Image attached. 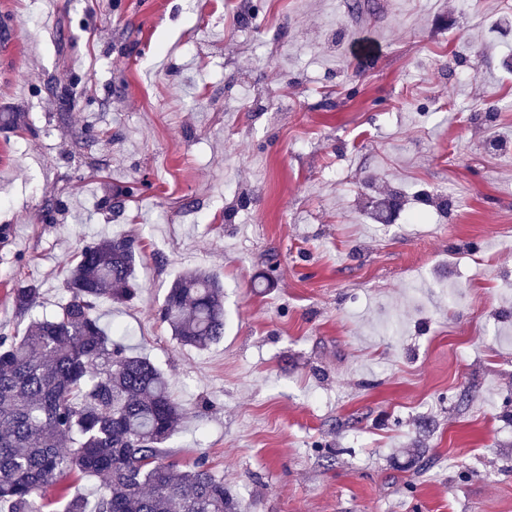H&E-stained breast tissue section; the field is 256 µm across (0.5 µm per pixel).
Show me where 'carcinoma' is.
Returning a JSON list of instances; mask_svg holds the SVG:
<instances>
[{
  "mask_svg": "<svg viewBox=\"0 0 512 512\" xmlns=\"http://www.w3.org/2000/svg\"><path fill=\"white\" fill-rule=\"evenodd\" d=\"M402 204L395 190L372 206L376 221ZM137 241L100 237L85 244L65 281L66 299L22 336L0 335V512H88L70 495V476H100L93 512H241L239 499L203 462L169 460V443L188 411L165 374L127 352L98 310L140 288ZM41 288L11 289L16 312L40 304ZM181 346L205 349L224 336V285L203 269L176 278L159 309ZM53 488L62 510L53 509Z\"/></svg>",
  "mask_w": 512,
  "mask_h": 512,
  "instance_id": "1",
  "label": "carcinoma"
}]
</instances>
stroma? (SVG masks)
<instances>
[{
    "mask_svg": "<svg viewBox=\"0 0 512 512\" xmlns=\"http://www.w3.org/2000/svg\"><path fill=\"white\" fill-rule=\"evenodd\" d=\"M364 2L0 0V332L132 236L102 322L244 512H512V0ZM195 268L204 350L157 315ZM181 346L205 349L224 336V285L217 273L195 269L176 278L159 309ZM41 288L35 282H21L11 290V299L16 312L26 315L40 304Z\"/></svg>",
    "mask_w": 512,
    "mask_h": 512,
    "instance_id": "obj_1",
    "label": "stroma"
}]
</instances>
